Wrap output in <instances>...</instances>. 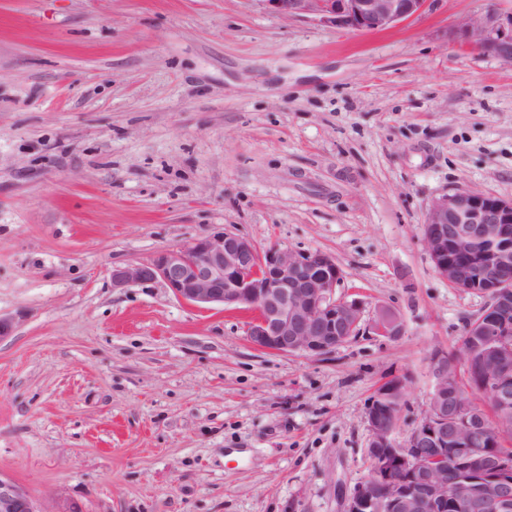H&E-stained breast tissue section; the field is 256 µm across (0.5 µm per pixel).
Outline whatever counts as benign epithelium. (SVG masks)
Returning <instances> with one entry per match:
<instances>
[{"label": "benign epithelium", "mask_w": 512, "mask_h": 512, "mask_svg": "<svg viewBox=\"0 0 512 512\" xmlns=\"http://www.w3.org/2000/svg\"><path fill=\"white\" fill-rule=\"evenodd\" d=\"M286 17H308L350 31H377L421 13L428 0H268ZM459 32L488 56L512 62V12L495 9L463 20ZM436 272L464 291L482 289L499 310L492 330L512 346V200L457 191L435 200L422 225ZM498 248L474 255L472 243ZM342 277L336 260L321 251L264 250L230 232L201 236L158 252L150 261L112 268V287L161 281L178 299L222 305L252 314L247 336L255 347L281 354L320 356L362 330L365 305L336 298ZM379 336L404 334L400 317L386 308L371 323ZM434 390L418 425L405 443L393 437L390 403L403 405L399 379L380 385L367 412L370 477L348 496L345 512H512V458L484 447L480 415L448 401V353L432 355ZM481 393L502 409L512 407V364L501 360L484 371ZM0 512H49L22 487L0 477Z\"/></svg>", "instance_id": "7a95c632"}]
</instances>
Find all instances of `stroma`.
Masks as SVG:
<instances>
[{
  "label": "stroma",
  "mask_w": 512,
  "mask_h": 512,
  "mask_svg": "<svg viewBox=\"0 0 512 512\" xmlns=\"http://www.w3.org/2000/svg\"><path fill=\"white\" fill-rule=\"evenodd\" d=\"M492 7L350 32L269 0H0V476L49 512H344L375 389L404 381L405 442L486 303L422 224L512 198V63L457 32ZM224 231L331 255L404 335L271 353L248 311L112 285Z\"/></svg>",
  "instance_id": "stroma-1"
}]
</instances>
